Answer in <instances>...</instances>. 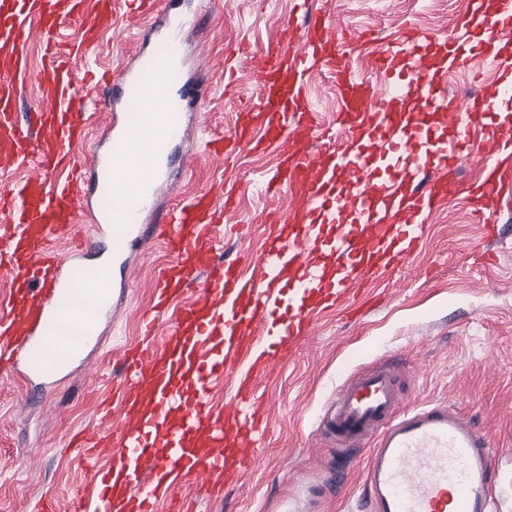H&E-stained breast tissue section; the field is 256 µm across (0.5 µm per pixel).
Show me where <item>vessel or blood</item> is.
I'll list each match as a JSON object with an SVG mask.
<instances>
[{"instance_id":"1","label":"vessel or blood","mask_w":512,"mask_h":512,"mask_svg":"<svg viewBox=\"0 0 512 512\" xmlns=\"http://www.w3.org/2000/svg\"><path fill=\"white\" fill-rule=\"evenodd\" d=\"M139 20L141 43L135 64L114 71L105 85L111 96L103 133L105 152L84 161L89 118L83 101L96 74L80 63L94 51L102 30L114 26L118 5ZM156 0H0V170L28 158L38 167L18 188L0 194V276L9 282L0 299V375L53 384L60 367L45 357L63 326L93 320L71 342L67 360L92 344L94 323L109 316L111 298L99 287L100 264L92 256L111 252L126 262L131 245L148 232L163 238L171 255L161 269L154 304L143 318L154 343L127 350L122 377L112 384L119 405L98 406L109 426L77 437L95 461L91 491L72 500L69 512H189L171 499L174 480L204 479L211 494L245 479L256 461L268 412L257 395L259 378L290 361L314 329L318 314L357 300L362 285L394 273L419 252L427 217L449 192L463 194L479 223L494 230L505 196L512 193V149L503 112L512 110V0L483 13L475 28L448 36L446 64L431 69L429 37L415 30L386 41L375 61L391 89L384 100L356 79L338 48L336 28L314 17L306 35L284 23L253 56L259 86L256 104L245 107L227 138L209 147L221 162L241 150H275L279 163L268 190L287 195L268 226L265 247L251 276L216 248L220 205L235 201L234 186L194 194L149 227L144 216L170 190L169 148L183 138L190 109L183 92L182 44L190 20L166 15L147 24ZM75 22L78 42L62 50L61 21ZM44 46V61L30 72L27 48ZM166 51L161 79L172 91L155 101L141 85L147 65ZM496 70L468 98L449 94L445 75L465 70L474 55ZM328 69L339 87L338 127L322 123L310 105L307 84ZM34 77L40 100L26 112L18 106L26 77ZM423 112L445 114L451 135L413 119L405 102ZM164 130L159 162L145 176L133 201L119 198L107 178L120 165L131 129L129 111ZM484 120L485 139L474 137L469 119ZM342 131L345 149L313 143ZM481 171L477 182L458 180L462 159ZM92 224L93 243L58 253L53 244L78 221ZM169 327L158 334L159 317ZM234 382L229 412L213 410L216 383ZM322 432L358 446L373 441L366 484L372 512H492L496 495L489 442L468 417L447 406L400 407L397 377L378 363L347 381L319 416Z\"/></svg>"}]
</instances>
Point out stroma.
Returning <instances> with one entry per match:
<instances>
[{
  "instance_id": "1",
  "label": "stroma",
  "mask_w": 512,
  "mask_h": 512,
  "mask_svg": "<svg viewBox=\"0 0 512 512\" xmlns=\"http://www.w3.org/2000/svg\"><path fill=\"white\" fill-rule=\"evenodd\" d=\"M164 6L198 18L185 79L200 103L176 148L172 188L145 221L163 223L169 209L220 179L240 182L239 201L219 230L225 256L245 265L264 244L262 213L272 200L259 182L272 176L277 159L245 151L225 169L208 154L210 142L230 135L242 107L258 94L246 55L225 62L226 48L266 43L282 23L306 13L323 14L340 31L397 38L412 27L442 41L472 13L455 0H164ZM429 224L422 254L375 307L348 320L321 315L313 341L265 385L270 426L253 471L219 498L200 483L185 485L181 494L194 512H367L365 448L341 447L321 432L318 416L348 377L383 360L401 371L406 408L455 406L488 432L493 458L512 457V211L500 216L490 261L483 256V226L463 201L449 199ZM168 259L158 239L142 240L130 259L138 277L115 295L116 310L86 363L74 364L41 394L24 380L0 382V512H42L46 496L56 512H68L86 490L91 472L72 437L101 429L94 402L117 379L128 345L139 343V318Z\"/></svg>"
}]
</instances>
